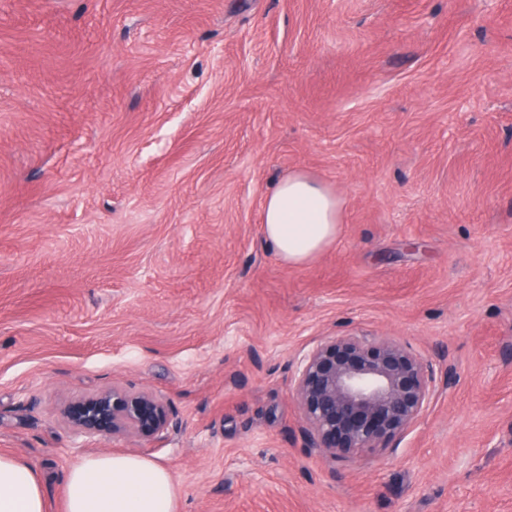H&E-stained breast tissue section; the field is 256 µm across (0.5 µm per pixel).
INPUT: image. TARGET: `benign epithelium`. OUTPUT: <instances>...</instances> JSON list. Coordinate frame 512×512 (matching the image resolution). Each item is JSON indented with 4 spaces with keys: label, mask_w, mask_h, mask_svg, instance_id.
<instances>
[{
    "label": "benign epithelium",
    "mask_w": 512,
    "mask_h": 512,
    "mask_svg": "<svg viewBox=\"0 0 512 512\" xmlns=\"http://www.w3.org/2000/svg\"><path fill=\"white\" fill-rule=\"evenodd\" d=\"M430 386L422 360L394 341L354 336L328 340L302 361L296 399L318 448L336 457L384 448L424 412ZM86 435L162 432L168 405L150 391L120 387L79 399L64 410Z\"/></svg>",
    "instance_id": "obj_1"
}]
</instances>
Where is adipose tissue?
<instances>
[{
    "label": "adipose tissue",
    "mask_w": 512,
    "mask_h": 512,
    "mask_svg": "<svg viewBox=\"0 0 512 512\" xmlns=\"http://www.w3.org/2000/svg\"><path fill=\"white\" fill-rule=\"evenodd\" d=\"M341 213V200L323 183L296 172L265 196L264 237L300 265L336 240ZM176 499L168 469L141 456L89 455L65 479L64 512H175ZM0 512H49L41 475L7 452H0Z\"/></svg>",
    "instance_id": "ef3b65f1"
}]
</instances>
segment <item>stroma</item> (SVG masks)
Masks as SVG:
<instances>
[{
  "instance_id": "35a3bbf8",
  "label": "stroma",
  "mask_w": 512,
  "mask_h": 512,
  "mask_svg": "<svg viewBox=\"0 0 512 512\" xmlns=\"http://www.w3.org/2000/svg\"><path fill=\"white\" fill-rule=\"evenodd\" d=\"M344 202L293 266L262 202ZM338 336L419 357L387 447H312L295 387ZM120 386L162 434L66 404ZM0 451L63 512L97 453L176 512H512V0H0ZM342 202L318 180L296 172L278 181L263 202V233L292 265L314 258L336 240ZM64 415L72 427L86 435L133 434L150 438L169 423L168 405L160 397L150 391L116 386L71 403Z\"/></svg>"
}]
</instances>
